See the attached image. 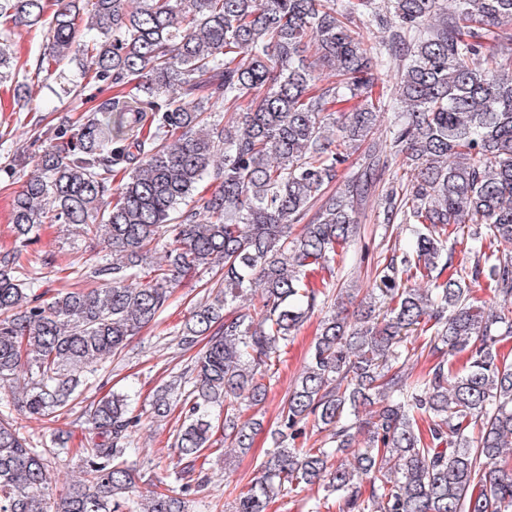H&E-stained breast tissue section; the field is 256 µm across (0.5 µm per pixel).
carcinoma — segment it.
Returning a JSON list of instances; mask_svg holds the SVG:
<instances>
[{"mask_svg":"<svg viewBox=\"0 0 512 512\" xmlns=\"http://www.w3.org/2000/svg\"><path fill=\"white\" fill-rule=\"evenodd\" d=\"M0 18L43 29L42 61L77 62L113 91L39 146L13 199L0 394L21 395L44 433L39 449L0 417V512H49L46 453L70 454L54 424L200 272L215 280L179 342L208 341L150 404L157 420L183 415L169 457L184 491L218 445L216 410L224 447L252 448L257 423L242 413L264 406L282 348L328 304L280 407L276 448L235 512H267L315 485L337 512H512V362L499 353L512 338V0H0ZM14 61L0 42V80ZM324 68L335 80L319 86ZM392 71L396 84L379 85ZM358 151L361 171L337 183ZM379 172L384 224L411 225L410 246L377 257L360 300L329 279L313 286L309 269L332 275L346 260ZM205 180L213 191L199 190ZM42 224L103 238L112 261L76 271L97 286L35 288L27 254ZM450 237L465 247L448 275ZM480 281L499 308L472 300ZM257 286L259 306L224 314ZM343 293L359 301L352 321L329 303ZM419 353L433 363L415 377L407 363ZM80 418L79 476L54 512H186L168 492L131 498L142 414L130 395ZM310 430L322 446L297 445Z\"/></svg>","mask_w":512,"mask_h":512,"instance_id":"obj_1","label":"carcinoma"}]
</instances>
